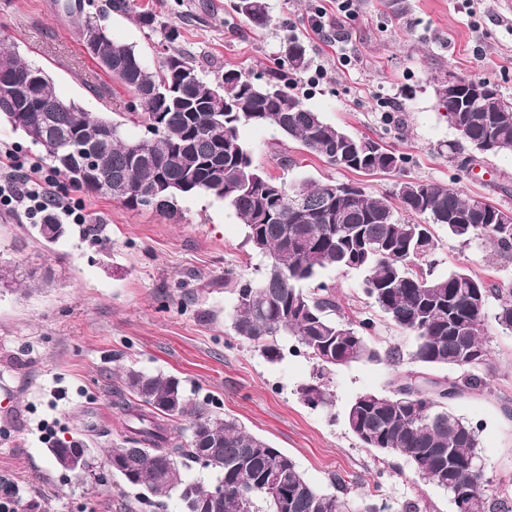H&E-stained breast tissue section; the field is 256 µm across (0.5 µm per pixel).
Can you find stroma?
<instances>
[{"label": "stroma", "instance_id": "stroma-1", "mask_svg": "<svg viewBox=\"0 0 512 512\" xmlns=\"http://www.w3.org/2000/svg\"><path fill=\"white\" fill-rule=\"evenodd\" d=\"M0 0V38L42 67L58 95L120 123L140 138L126 90L91 61L78 25L104 18L114 40L141 53L150 65L184 52L207 79L225 65L254 75L276 68L288 37L302 41L324 77L296 76L293 91L323 118L358 136L385 142L409 161L402 174L363 175L340 170L265 127H247L244 140L256 165L271 176L357 183L374 196L397 178L432 180L472 199L512 210V156L473 153L448 126L437 106L436 86L451 75L489 81L512 100V8L507 0H358L354 17L337 15L334 0H267L271 23L255 29L239 20L230 0H134L129 13L107 12L108 0ZM325 8L328 37L315 34L310 17ZM153 16L143 26L139 14ZM179 37L165 38L169 28ZM394 112L398 124L383 122ZM470 160L458 170L449 145ZM295 159L294 167L281 163ZM82 200L87 223L67 225L45 241L23 214L0 213V477L15 481L36 512H180L177 497L156 505L112 477L106 451L119 442L124 420L113 404L118 376L133 364L182 380L189 396L238 419L255 435L287 452L315 487L331 490L344 478L350 499L370 492L393 504L415 499L427 512H456L447 490L417 479L402 457H381L363 447L344 424L348 404L366 391L386 392L394 377L415 370L414 339L387 321L372 337L381 349L399 347V366L354 362L327 374L293 340H282L283 358L268 362L249 343L233 338L229 315L234 296L224 273L259 278L265 260L246 240V229L223 201L208 195L179 199L176 217L131 209L59 180ZM439 271L463 266L512 284V256L477 241L438 230ZM342 314L356 319L369 304L363 277L321 271ZM489 391L449 401L451 413L479 425V462L495 497L512 507V335L492 327ZM323 380L332 395L327 408H310L302 386ZM92 450L94 468L84 480L51 463L56 440Z\"/></svg>", "mask_w": 512, "mask_h": 512}]
</instances>
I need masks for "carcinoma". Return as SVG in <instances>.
<instances>
[{
	"mask_svg": "<svg viewBox=\"0 0 512 512\" xmlns=\"http://www.w3.org/2000/svg\"><path fill=\"white\" fill-rule=\"evenodd\" d=\"M230 8L256 29L270 23L266 0H232ZM99 29L102 47L92 59L131 94L127 110L152 127L148 136L127 139L121 124L65 102L47 72L2 39L0 84L17 93L0 95V116L67 178L69 163L54 142L88 147L96 176L74 185L90 193L170 217L178 199L198 194L230 206L247 242L267 258L258 280L224 272V287L235 297L230 329L267 361L280 360V339L291 336L324 370L364 360L394 366L401 350L370 342L378 312L413 336L411 358L423 370L394 378L387 393L359 394L348 405L346 426L363 447L401 456L418 477L447 489L457 512H493L490 481L479 465L478 428L447 405L488 388L485 336L491 321L512 333V286L461 267L435 273L434 228L511 254L512 210L484 207L436 181H398L391 193L375 197L353 183H288L260 169L241 136L246 126L273 128L328 164L364 175L399 173L407 163L395 149L326 122L292 92L291 80L309 65L297 38L285 43L288 70L264 80L226 66L216 84L183 53L151 68L134 46L114 41L102 24ZM437 97L441 116L474 150L512 153V101L497 93L490 103L464 104L443 88ZM325 269L361 272L372 308L354 322L342 316L333 288L315 282ZM473 297L482 309L471 310ZM436 367L453 373L427 372ZM301 394L311 408L331 405L320 383ZM115 405L126 418V434L107 450L112 475L158 501L177 494L181 512L190 506L229 512L227 497L244 500L243 512H421L417 500L394 506L373 495L352 509L344 480L333 479L331 491L312 486L292 457L238 420L193 401L175 376L128 366ZM49 451L55 465L64 452L90 453L73 441H57ZM183 460L201 464L211 478H185ZM274 472L288 483L286 499L267 486Z\"/></svg>",
	"mask_w": 512,
	"mask_h": 512,
	"instance_id": "1",
	"label": "carcinoma"
}]
</instances>
